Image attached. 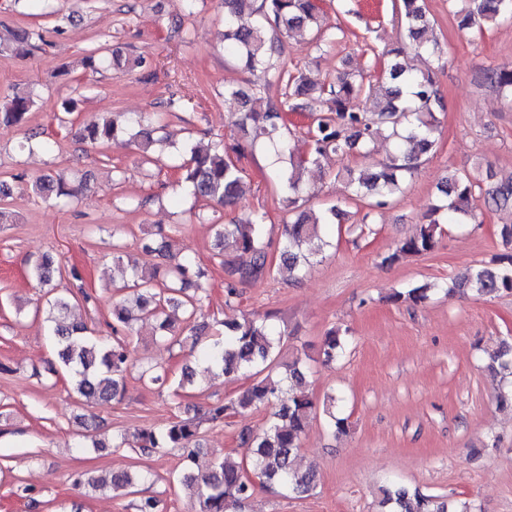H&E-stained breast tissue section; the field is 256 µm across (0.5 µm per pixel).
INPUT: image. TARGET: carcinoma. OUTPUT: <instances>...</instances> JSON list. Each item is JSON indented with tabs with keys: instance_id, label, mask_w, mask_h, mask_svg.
<instances>
[{
	"instance_id": "1",
	"label": "carcinoma",
	"mask_w": 512,
	"mask_h": 512,
	"mask_svg": "<svg viewBox=\"0 0 512 512\" xmlns=\"http://www.w3.org/2000/svg\"><path fill=\"white\" fill-rule=\"evenodd\" d=\"M449 7L460 18L463 29L482 30L512 19V0H448ZM395 15L403 35L414 49L433 59H440L442 49L433 34L424 0H398ZM309 36L320 42L328 37L324 16L315 0H224V49L237 60L241 68L254 77L253 86L264 89L275 83L289 87L283 100L272 103L263 112L251 106L252 94L243 89L228 92L241 104L235 116L241 141L231 151L239 154L246 144L263 141L278 157L288 156V167L279 173L280 184L288 206L296 207L304 192L302 173L318 166L332 153L344 156L355 148L364 159L372 154L374 142L384 136L396 140V151L384 162L367 163L361 167H346L336 173L344 182L349 195L368 198L373 208L385 207L402 193V186L422 159L430 154L438 132L437 108L440 97L435 81L428 73H414L401 63L404 47H384L382 58L385 79L365 82L361 74L344 69L336 78L319 86L309 84L302 75L290 74L278 59L283 39L293 35ZM42 40L39 32L21 31L8 42H0V53L27 56ZM85 68L96 72L110 68L118 74L145 70L146 61L112 50L111 57L90 55L83 61ZM485 80L512 101V67L489 68ZM36 106L32 90L16 91L0 103V128L17 127L25 123ZM324 107L328 114L314 120L309 130L307 149L297 152L289 147L285 136L287 124L283 114L316 112ZM91 143H116L135 147L145 159H150L152 147L162 139L154 138L155 129L149 118L136 115L119 123L114 119L91 122L86 128ZM176 168L191 196L206 206H228L243 193L246 183L242 169L232 162L224 150V141L206 146L188 144L175 156ZM477 183L467 174H452L438 186L440 197L430 207L428 222L419 232L401 242L384 262L393 263L403 255H418L432 251L441 235L443 224H474L478 213L473 204ZM33 192L44 200L66 205L77 196L61 173L46 174L37 179ZM485 206L512 207V180L489 186L484 195ZM340 206H331L319 213L295 212L294 220L284 225L280 259L268 262L269 240L265 225L256 219L246 224L215 225L214 260L241 281H257L267 277L283 280L299 279L309 259L322 253L328 245L324 228L340 217ZM179 228L158 229L160 240L141 243L145 256L170 259L166 278L158 281V267L146 260L131 259L120 245L112 248V262H126L127 281L123 286L126 297L112 304L110 336H97L83 322L67 321L71 309L82 302L96 303V296L83 287L73 290L51 288L46 292L49 307V336L58 362L67 371L73 388L87 402L102 404L121 395L127 373L134 366L131 354L132 338L138 326L146 321L156 324L155 342L164 345L203 346L201 360L208 363L217 376L246 375L249 385L236 397L210 405L206 420L222 423L232 414L268 406L272 408L266 426L256 434L242 436L246 447V464L240 465L219 457L202 472L193 470L204 447L200 439V422L188 413H179L159 429H141L135 434L137 448L143 454L159 453L164 449L182 451L186 465L177 477L179 486L188 490L195 512H234V509L254 494L256 485L276 487L296 497L310 494L316 488V472L300 474L294 469V458L301 448L302 437L310 420L322 410L335 429L345 431V419L336 417V395L325 397L322 405L312 399L306 377L305 349L285 359L282 356L287 329L278 328L268 318H245L241 322L195 321L208 297L206 273L193 261L177 259L175 235ZM506 264H479L457 276L448 287L475 298H487L512 293V256ZM33 272L42 285L52 283L57 272L51 254L42 255ZM431 286H414L407 293L396 292L389 299L397 302L409 299L423 302L429 298ZM348 342V336L336 328L323 338L320 354L326 362L336 360ZM491 367L512 372V344L500 342L484 349ZM255 480H249L245 471ZM150 473L122 469L109 471L98 479L88 477L84 484L92 492L112 491L136 495L138 485L149 479ZM379 506L388 512H450L448 502L418 490L396 487L384 491Z\"/></svg>"
}]
</instances>
